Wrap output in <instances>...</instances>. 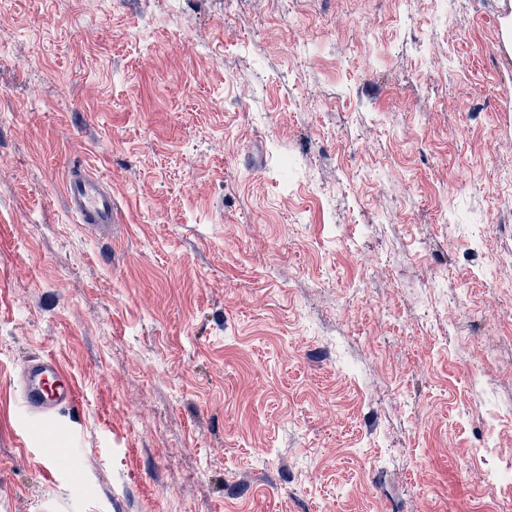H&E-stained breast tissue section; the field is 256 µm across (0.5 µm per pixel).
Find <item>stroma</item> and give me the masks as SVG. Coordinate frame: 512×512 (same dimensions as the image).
Segmentation results:
<instances>
[{"mask_svg": "<svg viewBox=\"0 0 512 512\" xmlns=\"http://www.w3.org/2000/svg\"><path fill=\"white\" fill-rule=\"evenodd\" d=\"M509 457L512 0H0V512H480ZM63 192L67 210L77 223L103 229L116 223L112 189L103 177L72 168L65 177ZM22 406L38 422V429L54 434L68 431L60 412L78 406L77 387L72 377L53 357L43 355L27 361L20 381Z\"/></svg>", "mask_w": 512, "mask_h": 512, "instance_id": "35a3bbf8", "label": "stroma"}]
</instances>
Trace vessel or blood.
Masks as SVG:
<instances>
[{
  "instance_id": "1",
  "label": "vessel or blood",
  "mask_w": 512,
  "mask_h": 512,
  "mask_svg": "<svg viewBox=\"0 0 512 512\" xmlns=\"http://www.w3.org/2000/svg\"><path fill=\"white\" fill-rule=\"evenodd\" d=\"M63 192L66 207L77 223L111 228L115 221L112 189L103 177L72 168L65 177ZM20 394L27 415L37 420L39 429L55 434L68 431V424L60 421L59 415L63 409L77 407V387L53 357L43 355L27 361Z\"/></svg>"
}]
</instances>
